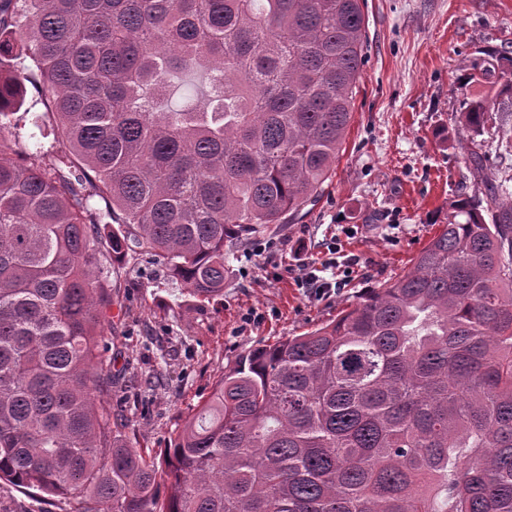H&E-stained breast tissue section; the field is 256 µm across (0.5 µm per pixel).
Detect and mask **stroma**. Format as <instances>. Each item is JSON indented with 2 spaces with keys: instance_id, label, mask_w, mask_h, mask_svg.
Here are the masks:
<instances>
[{
  "instance_id": "1",
  "label": "stroma",
  "mask_w": 512,
  "mask_h": 512,
  "mask_svg": "<svg viewBox=\"0 0 512 512\" xmlns=\"http://www.w3.org/2000/svg\"><path fill=\"white\" fill-rule=\"evenodd\" d=\"M366 59L335 173L318 200L242 241L223 295L200 302L142 258L101 263L112 426L160 452L239 355L335 319L402 275L448 203L483 194L456 117L473 59L512 42V0H366ZM336 285L318 296L309 271ZM73 501L0 481V512H74Z\"/></svg>"
}]
</instances>
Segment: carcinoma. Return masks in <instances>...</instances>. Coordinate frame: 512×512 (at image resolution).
Masks as SVG:
<instances>
[{
  "mask_svg": "<svg viewBox=\"0 0 512 512\" xmlns=\"http://www.w3.org/2000/svg\"><path fill=\"white\" fill-rule=\"evenodd\" d=\"M362 4L0 0V480L78 512H512V138H484L512 115L507 48L462 78L494 92L458 115L485 197L452 200L407 273L241 355L162 469L103 400L102 248L224 294L236 242L331 178ZM34 78L53 168L9 135Z\"/></svg>",
  "mask_w": 512,
  "mask_h": 512,
  "instance_id": "1",
  "label": "carcinoma"
}]
</instances>
